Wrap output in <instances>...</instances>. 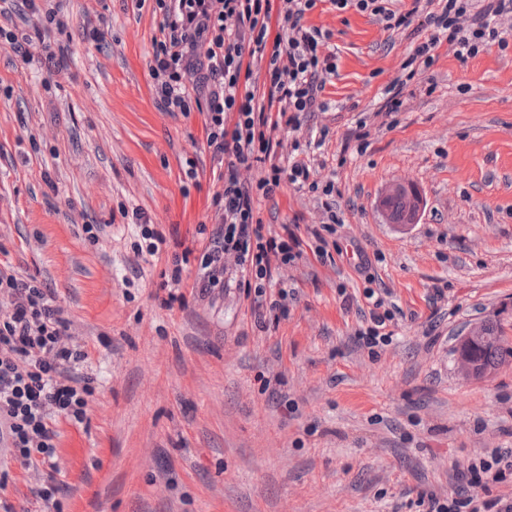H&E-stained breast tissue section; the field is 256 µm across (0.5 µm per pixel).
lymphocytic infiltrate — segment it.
Listing matches in <instances>:
<instances>
[{"mask_svg": "<svg viewBox=\"0 0 512 512\" xmlns=\"http://www.w3.org/2000/svg\"><path fill=\"white\" fill-rule=\"evenodd\" d=\"M162 17L151 37V92L166 112L203 117L210 150L214 228L199 226L198 277L194 294L204 298L233 285L249 303L258 327L287 318L293 292L280 287V269L306 255L328 256L329 234L340 217L331 196L333 183L319 184L327 165L329 126L310 141L277 139L295 131L304 114L327 111L323 100L327 74L336 69L325 46L329 31L308 24L315 10L350 9L369 14L388 30L409 33L412 43L401 64L402 76L385 89L382 111H399L408 82L423 75L448 46L459 61L490 46L507 48L505 20H512V0H152ZM25 10L43 14L36 35H18L0 26V46L30 59L32 41L41 45L48 67L61 61L51 46V32L68 24L63 0L50 6L21 0ZM297 190L322 192L324 229L305 243L290 225L266 230L262 202L273 199L282 183ZM370 324L358 336L373 348L389 344L385 327L396 312L369 289ZM89 353L80 325L57 305L50 289L23 279L0 265V454L19 461L30 493L50 503L61 490L58 455L60 423L87 425L94 392L84 374ZM512 475V448H494L467 469L473 494L445 499L427 494V512H512V498L489 496L491 485Z\"/></svg>", "mask_w": 512, "mask_h": 512, "instance_id": "lymphocytic-infiltrate-1", "label": "lymphocytic infiltrate"}]
</instances>
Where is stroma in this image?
I'll return each mask as SVG.
<instances>
[{"label":"stroma","mask_w":512,"mask_h":512,"mask_svg":"<svg viewBox=\"0 0 512 512\" xmlns=\"http://www.w3.org/2000/svg\"><path fill=\"white\" fill-rule=\"evenodd\" d=\"M54 35L61 72L0 47V262L44 280L82 323L96 381L87 427L61 424L57 506L29 493L17 512H422L421 494L469 491L468 465L512 448V361L463 377L456 349L492 323L512 346V45L435 65L382 114L410 41L355 10L314 12L331 33L328 164L343 222L325 263L280 275L286 319L259 329L237 291L161 306L162 271L211 220L213 165L199 113L162 111L150 91L160 18L137 0H67ZM104 32L93 40V30ZM368 136H360L359 122ZM415 184L413 223L377 210L389 185ZM161 225L160 260L135 267L122 212ZM272 226L320 229L321 203L283 184ZM105 233L90 243L84 225ZM400 309L390 344L368 349L365 288Z\"/></svg>","instance_id":"obj_1"}]
</instances>
